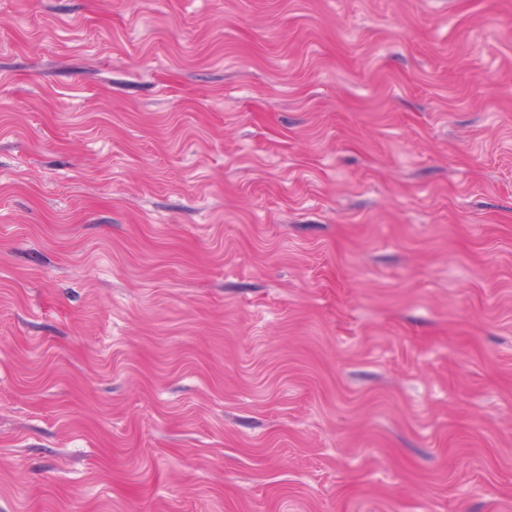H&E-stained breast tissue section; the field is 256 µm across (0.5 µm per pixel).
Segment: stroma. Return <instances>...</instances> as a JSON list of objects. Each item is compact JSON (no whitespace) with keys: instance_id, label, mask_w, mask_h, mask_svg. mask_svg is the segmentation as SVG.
Masks as SVG:
<instances>
[{"instance_id":"35a3bbf8","label":"stroma","mask_w":512,"mask_h":512,"mask_svg":"<svg viewBox=\"0 0 512 512\" xmlns=\"http://www.w3.org/2000/svg\"><path fill=\"white\" fill-rule=\"evenodd\" d=\"M0 512H512V0H0Z\"/></svg>"}]
</instances>
